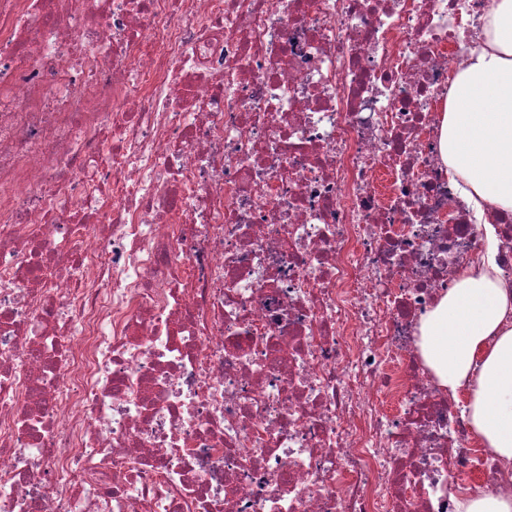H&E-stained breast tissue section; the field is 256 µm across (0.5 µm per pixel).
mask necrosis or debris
<instances>
[{
    "instance_id": "4bbe7bcc",
    "label": "necrosis or debris",
    "mask_w": 512,
    "mask_h": 512,
    "mask_svg": "<svg viewBox=\"0 0 512 512\" xmlns=\"http://www.w3.org/2000/svg\"><path fill=\"white\" fill-rule=\"evenodd\" d=\"M494 0H0V512L512 496L418 350L493 253L440 109Z\"/></svg>"
}]
</instances>
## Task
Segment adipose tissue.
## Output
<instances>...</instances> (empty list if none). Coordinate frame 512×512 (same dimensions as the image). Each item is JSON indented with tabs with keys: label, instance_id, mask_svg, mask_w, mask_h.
<instances>
[{
	"label": "adipose tissue",
	"instance_id": "ef3b65f1",
	"mask_svg": "<svg viewBox=\"0 0 512 512\" xmlns=\"http://www.w3.org/2000/svg\"><path fill=\"white\" fill-rule=\"evenodd\" d=\"M472 35L481 47L451 80L441 155L476 215L512 213V0H495ZM418 348L441 387L463 397L475 435L512 462V287L493 261L421 317Z\"/></svg>",
	"mask_w": 512,
	"mask_h": 512
}]
</instances>
